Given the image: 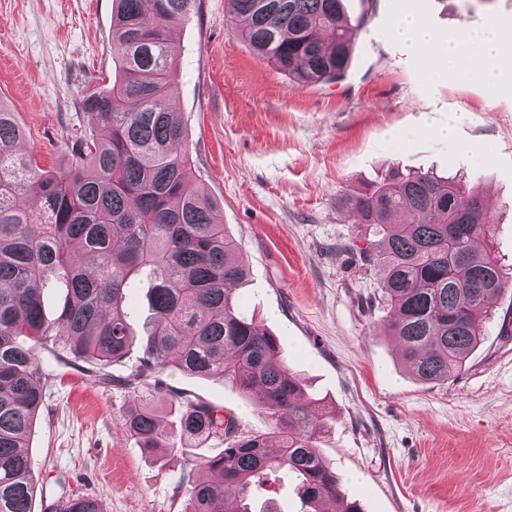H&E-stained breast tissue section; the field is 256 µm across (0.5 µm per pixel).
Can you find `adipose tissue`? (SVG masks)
Segmentation results:
<instances>
[{"label":"adipose tissue","instance_id":"ef3b65f1","mask_svg":"<svg viewBox=\"0 0 512 512\" xmlns=\"http://www.w3.org/2000/svg\"><path fill=\"white\" fill-rule=\"evenodd\" d=\"M395 32L413 53L434 66L448 67L490 87L500 81V61L512 59V41L502 37L493 21L458 38L440 37L420 16L408 13L397 20Z\"/></svg>","mask_w":512,"mask_h":512}]
</instances>
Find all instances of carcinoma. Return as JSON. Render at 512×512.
<instances>
[{"label":"carcinoma","mask_w":512,"mask_h":512,"mask_svg":"<svg viewBox=\"0 0 512 512\" xmlns=\"http://www.w3.org/2000/svg\"><path fill=\"white\" fill-rule=\"evenodd\" d=\"M236 32L299 83L333 80L348 67L363 18L342 0H231ZM196 0H112V81L81 99L91 126L71 158L42 171L15 150L16 115L0 101V512H34V463L26 451L56 367L89 364L93 382L155 392L178 404L179 430L147 404L127 428L156 454L182 440L224 441L207 476L187 490L181 512H253V486L286 469L303 512H360L323 459L324 422L281 355L280 338L232 296L247 269L216 202L193 170L183 122L169 105L179 53L176 32ZM344 206L368 230L355 247L385 276L390 335L418 379L444 382L485 336L488 300L512 292V271L491 247L484 201L455 177L391 167ZM146 289L148 315L139 364L125 376L108 368L134 341L128 294ZM49 352L46 365L40 352ZM168 369L214 378L245 398L259 395L278 447L246 435L224 409L165 386ZM54 512H100L71 494Z\"/></svg>","instance_id":"1"}]
</instances>
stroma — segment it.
I'll use <instances>...</instances> for the list:
<instances>
[{
    "label": "stroma",
    "instance_id": "stroma-1",
    "mask_svg": "<svg viewBox=\"0 0 512 512\" xmlns=\"http://www.w3.org/2000/svg\"><path fill=\"white\" fill-rule=\"evenodd\" d=\"M440 35L496 21L512 39V0H411ZM398 0H374L338 79L298 84L240 39L229 0H201L179 29L171 104L192 164L248 268L235 296L279 336L282 355L327 431L320 448L363 512H512V294L496 299L486 339L448 381H418L376 296L384 272L352 246L363 227L341 200L392 166L463 175L512 263V61L499 87L432 70L396 38ZM112 0H0V102L42 169L63 167L86 136L83 95L112 77ZM452 127L451 138L439 131ZM167 384L233 414L246 433L273 429L259 397L169 371ZM137 392L66 368L46 390L28 452L35 512L60 488L102 512H180L223 442L148 455L127 429Z\"/></svg>",
    "mask_w": 512,
    "mask_h": 512
}]
</instances>
